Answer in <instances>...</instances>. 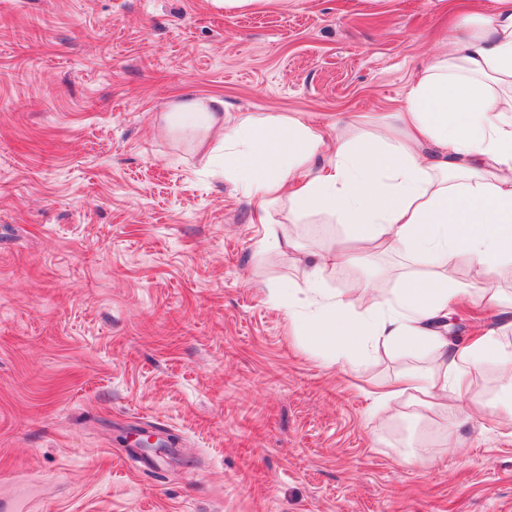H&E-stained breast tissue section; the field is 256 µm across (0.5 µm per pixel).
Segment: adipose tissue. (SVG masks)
<instances>
[{
    "instance_id": "obj_1",
    "label": "adipose tissue",
    "mask_w": 512,
    "mask_h": 512,
    "mask_svg": "<svg viewBox=\"0 0 512 512\" xmlns=\"http://www.w3.org/2000/svg\"><path fill=\"white\" fill-rule=\"evenodd\" d=\"M454 48L433 55L415 74L400 107L358 137L298 115L228 112L219 96H184L159 117L169 136L194 139L260 207L287 198L288 220L331 214L374 253L408 257L430 269L391 292L372 289L359 307L321 285L323 272L347 254L310 251L305 310L289 308L294 330L335 360L366 353L368 342L434 357L379 387L380 407L400 398L433 408L457 403L462 419L482 408L470 374L491 358L501 364L500 392L512 399V356L485 337L449 342L448 307L466 299L499 310L501 263L512 258V0L475 11L458 26ZM217 141H210L212 131ZM467 256L479 280L448 284Z\"/></svg>"
}]
</instances>
